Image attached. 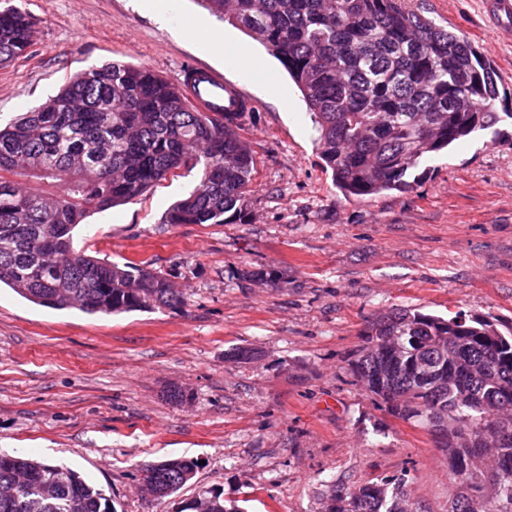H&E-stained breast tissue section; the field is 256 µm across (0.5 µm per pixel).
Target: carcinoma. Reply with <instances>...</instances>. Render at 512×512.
I'll list each match as a JSON object with an SVG mask.
<instances>
[{
  "instance_id": "carcinoma-1",
  "label": "carcinoma",
  "mask_w": 512,
  "mask_h": 512,
  "mask_svg": "<svg viewBox=\"0 0 512 512\" xmlns=\"http://www.w3.org/2000/svg\"><path fill=\"white\" fill-rule=\"evenodd\" d=\"M274 56L302 95L325 169L347 199L405 191L410 169L512 112H498V79L462 34L403 0H195ZM32 27L0 5V65L24 54ZM243 112L200 111L154 71L122 62L75 74L39 106L0 127V286L58 310L114 315L183 304L159 271L74 248L93 212L132 201L189 163L199 188L165 224H244L256 160L236 128ZM55 191L34 194L20 179ZM349 367L394 417L440 435L453 474L448 512H512V334L482 317L416 309L374 318ZM186 458L146 462L142 482L169 497L194 477ZM403 480L338 489L320 512H421ZM0 512H114L75 470L0 455ZM179 512H237L204 491Z\"/></svg>"
}]
</instances>
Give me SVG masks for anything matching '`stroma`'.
Returning a JSON list of instances; mask_svg holds the SVG:
<instances>
[{"label": "stroma", "mask_w": 512, "mask_h": 512, "mask_svg": "<svg viewBox=\"0 0 512 512\" xmlns=\"http://www.w3.org/2000/svg\"><path fill=\"white\" fill-rule=\"evenodd\" d=\"M19 5L33 41L0 67L1 125L92 67L143 65L173 82L196 63L253 101L241 135L257 167L247 223H164L200 184L187 165L78 229L76 248L150 264L178 285L182 306L87 315L0 288V453L73 468L116 512H178L205 490L240 512H316L329 484L392 477L425 512H446L447 454L381 409L348 361L367 320L395 308L512 328V123L422 162L412 190L347 200L283 66L193 0H176L168 25L138 0ZM406 5L481 49L499 76L497 106L512 112V35L482 0ZM239 347L256 359L233 358ZM177 388L184 401L171 399ZM175 457L198 461L191 484L143 499L140 464Z\"/></svg>", "instance_id": "35a3bbf8"}]
</instances>
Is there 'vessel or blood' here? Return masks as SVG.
I'll return each instance as SVG.
<instances>
[{"instance_id":"1","label":"vessel or blood","mask_w":512,"mask_h":512,"mask_svg":"<svg viewBox=\"0 0 512 512\" xmlns=\"http://www.w3.org/2000/svg\"><path fill=\"white\" fill-rule=\"evenodd\" d=\"M484 7L500 29H512V0H484ZM180 88L194 104L207 112H248L252 109L242 91L226 82L223 73L212 68L185 69Z\"/></svg>"}]
</instances>
